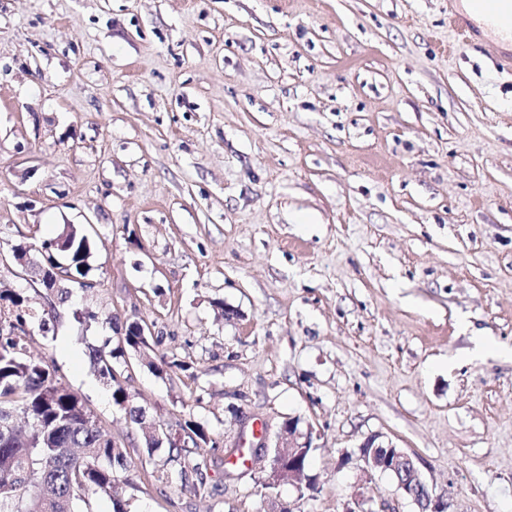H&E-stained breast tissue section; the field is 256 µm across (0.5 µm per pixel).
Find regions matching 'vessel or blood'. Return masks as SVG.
Returning a JSON list of instances; mask_svg holds the SVG:
<instances>
[{
  "instance_id": "vessel-or-blood-1",
  "label": "vessel or blood",
  "mask_w": 512,
  "mask_h": 512,
  "mask_svg": "<svg viewBox=\"0 0 512 512\" xmlns=\"http://www.w3.org/2000/svg\"><path fill=\"white\" fill-rule=\"evenodd\" d=\"M483 19L477 20L464 12L460 0H448V25L459 42L468 43L481 36L490 46L502 40L512 41V0H482Z\"/></svg>"
}]
</instances>
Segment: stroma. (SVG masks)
<instances>
[{
  "label": "stroma",
  "instance_id": "stroma-1",
  "mask_svg": "<svg viewBox=\"0 0 512 512\" xmlns=\"http://www.w3.org/2000/svg\"><path fill=\"white\" fill-rule=\"evenodd\" d=\"M448 0H0V289L65 225L89 289L24 341L124 444L131 512H417L366 476L374 434L447 512H512V69L455 46ZM92 321H75L74 311ZM137 322L160 426L201 423V497L147 453L88 351ZM312 428L314 491L260 494L253 433ZM360 460L362 461V470L370 474L377 472L380 474H389L397 469L401 463L407 462L416 471L419 484L424 490L429 489L428 482L418 470L413 458L402 448H398L389 440L385 441L380 435L368 437L361 445Z\"/></svg>",
  "mask_w": 512,
  "mask_h": 512
}]
</instances>
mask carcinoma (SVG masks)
<instances>
[{
    "label": "carcinoma",
    "instance_id": "cac0c4a2",
    "mask_svg": "<svg viewBox=\"0 0 512 512\" xmlns=\"http://www.w3.org/2000/svg\"><path fill=\"white\" fill-rule=\"evenodd\" d=\"M38 253L43 258L40 271L50 280L59 278L51 310L39 314L23 294L0 292V323L10 321L21 330L39 315L40 330L49 331L56 305L69 301L68 277L88 272L89 239L71 225L42 243ZM57 253L66 255L67 265L57 261ZM109 344L107 339L90 347L89 359L112 387L114 404L140 427L144 411L130 404L132 394L114 361L128 350L145 353L148 338L126 333L117 347ZM170 428L184 433V447L169 449L168 457L151 472L154 484L161 488L178 481L196 495L208 494L202 454L210 442L206 430L183 419ZM124 486L136 487L125 449L112 443L86 404L64 386L55 364L30 353L20 336L0 332V512H58L56 502L61 499L70 512H91L97 493L113 497V512H130L128 501L121 498Z\"/></svg>",
    "mask_w": 512,
    "mask_h": 512
}]
</instances>
